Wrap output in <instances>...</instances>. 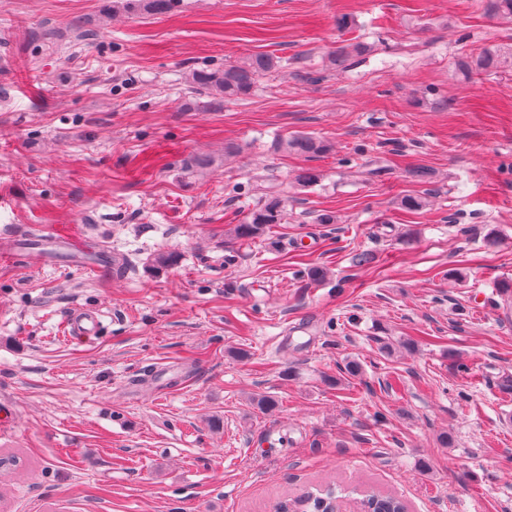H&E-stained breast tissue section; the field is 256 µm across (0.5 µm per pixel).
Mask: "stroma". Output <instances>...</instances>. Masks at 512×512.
<instances>
[{"instance_id":"1","label":"stroma","mask_w":512,"mask_h":512,"mask_svg":"<svg viewBox=\"0 0 512 512\" xmlns=\"http://www.w3.org/2000/svg\"><path fill=\"white\" fill-rule=\"evenodd\" d=\"M342 12L374 45L348 70L326 66ZM493 47L512 20L479 0H0V512H288L330 486L512 512V66H458ZM255 53L319 77L228 103L188 81ZM299 131L329 151L276 149ZM268 193L287 223L232 240ZM29 232L105 263L7 258ZM79 308L103 327L70 342ZM181 0H123L121 6L128 12L166 14L177 8Z\"/></svg>"}]
</instances>
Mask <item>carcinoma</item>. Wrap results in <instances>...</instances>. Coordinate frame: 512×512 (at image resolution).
<instances>
[{
    "instance_id": "obj_1",
    "label": "carcinoma",
    "mask_w": 512,
    "mask_h": 512,
    "mask_svg": "<svg viewBox=\"0 0 512 512\" xmlns=\"http://www.w3.org/2000/svg\"><path fill=\"white\" fill-rule=\"evenodd\" d=\"M180 0H121V6L128 12H148L166 14L177 8ZM483 10L493 16L512 18V0H482ZM371 46L363 41L343 44L331 51L328 56L330 65L347 69L355 65L357 59H366ZM512 62V50L501 52L488 50L475 62V70L490 74L504 62ZM297 64L291 59H281L269 54L258 53L224 64L221 69H197L190 73L192 88L204 94L216 95L226 102L237 101L249 96L257 80L272 71L286 69ZM285 152L316 155L326 152V145L308 133L294 134L277 143ZM321 174L311 168L301 169L294 174L293 182L300 188H309L318 184ZM398 209L416 214L430 205L429 194H404L397 200ZM288 219V199L272 194L259 201L245 216V219L230 229L233 239L248 242L258 239ZM331 500V493L322 496L303 495L297 500L302 509L312 508L315 512H324L323 501Z\"/></svg>"
}]
</instances>
